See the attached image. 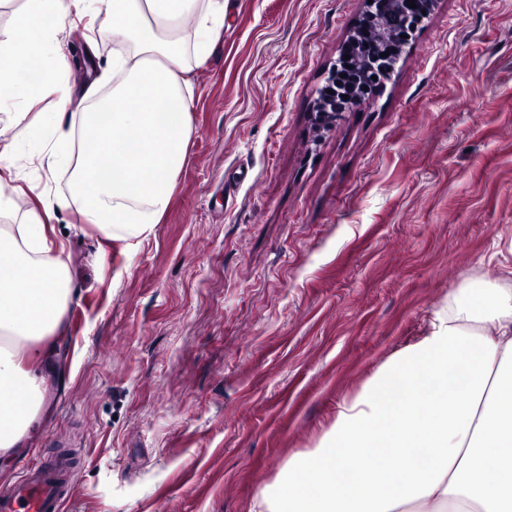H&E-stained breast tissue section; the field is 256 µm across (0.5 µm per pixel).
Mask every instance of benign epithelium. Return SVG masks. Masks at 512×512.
Instances as JSON below:
<instances>
[{"mask_svg": "<svg viewBox=\"0 0 512 512\" xmlns=\"http://www.w3.org/2000/svg\"><path fill=\"white\" fill-rule=\"evenodd\" d=\"M438 0H415V7L406 0H373L364 8L342 43L343 66L347 67L348 103L355 107L363 102L360 87L365 75L381 81L388 78L400 60L405 46L401 35L414 29L435 9ZM342 112L330 110V101L318 100L311 120L318 127L329 126Z\"/></svg>", "mask_w": 512, "mask_h": 512, "instance_id": "7a95c632", "label": "benign epithelium"}]
</instances>
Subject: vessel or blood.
I'll return each mask as SVG.
<instances>
[{
	"label": "vessel or blood",
	"instance_id": "b4317fda",
	"mask_svg": "<svg viewBox=\"0 0 512 512\" xmlns=\"http://www.w3.org/2000/svg\"><path fill=\"white\" fill-rule=\"evenodd\" d=\"M77 471L78 459L67 451L25 468L0 487V512H60L72 494Z\"/></svg>",
	"mask_w": 512,
	"mask_h": 512
}]
</instances>
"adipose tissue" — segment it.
<instances>
[{"instance_id":"adipose-tissue-1","label":"adipose tissue","mask_w":512,"mask_h":512,"mask_svg":"<svg viewBox=\"0 0 512 512\" xmlns=\"http://www.w3.org/2000/svg\"><path fill=\"white\" fill-rule=\"evenodd\" d=\"M230 0H0V135L23 128L49 175L69 192L19 210L12 163L0 154V450L34 424L44 378L24 368L28 349L52 352L71 294L57 208H72L109 240L149 237L167 212L188 159L194 88L190 61L211 54ZM111 16V74L83 93L65 74L58 35L69 17ZM195 15L194 34L183 20ZM52 99L55 111L26 121ZM504 283L449 293L415 343L388 357L349 399L315 448L289 457L252 512H512V269Z\"/></svg>"}]
</instances>
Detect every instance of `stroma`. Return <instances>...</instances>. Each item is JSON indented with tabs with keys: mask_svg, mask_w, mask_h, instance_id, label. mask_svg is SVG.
Masks as SVG:
<instances>
[{
	"mask_svg": "<svg viewBox=\"0 0 512 512\" xmlns=\"http://www.w3.org/2000/svg\"><path fill=\"white\" fill-rule=\"evenodd\" d=\"M194 69L189 161L135 247L54 222L74 298L24 462L83 463L63 512H251L464 282L512 266V0H439L393 73L310 120L362 0H234ZM59 36L80 98L107 26Z\"/></svg>",
	"mask_w": 512,
	"mask_h": 512,
	"instance_id": "stroma-1",
	"label": "stroma"
}]
</instances>
